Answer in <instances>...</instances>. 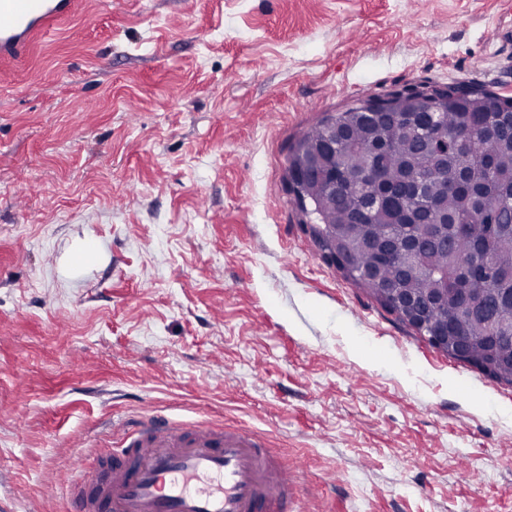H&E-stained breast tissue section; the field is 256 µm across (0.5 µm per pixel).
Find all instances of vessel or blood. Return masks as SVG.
Instances as JSON below:
<instances>
[{
  "instance_id": "1",
  "label": "vessel or blood",
  "mask_w": 512,
  "mask_h": 512,
  "mask_svg": "<svg viewBox=\"0 0 512 512\" xmlns=\"http://www.w3.org/2000/svg\"><path fill=\"white\" fill-rule=\"evenodd\" d=\"M82 0H0V67L23 62L34 40L75 14ZM119 447L70 464L72 512H297L296 471L242 427L152 411L119 423Z\"/></svg>"
}]
</instances>
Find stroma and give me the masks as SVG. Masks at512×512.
I'll return each instance as SVG.
<instances>
[{"mask_svg":"<svg viewBox=\"0 0 512 512\" xmlns=\"http://www.w3.org/2000/svg\"><path fill=\"white\" fill-rule=\"evenodd\" d=\"M424 81L512 97V0H84L0 72V512L145 406L260 429L314 512H512V385L285 188L325 113Z\"/></svg>","mask_w":512,"mask_h":512,"instance_id":"1","label":"stroma"}]
</instances>
